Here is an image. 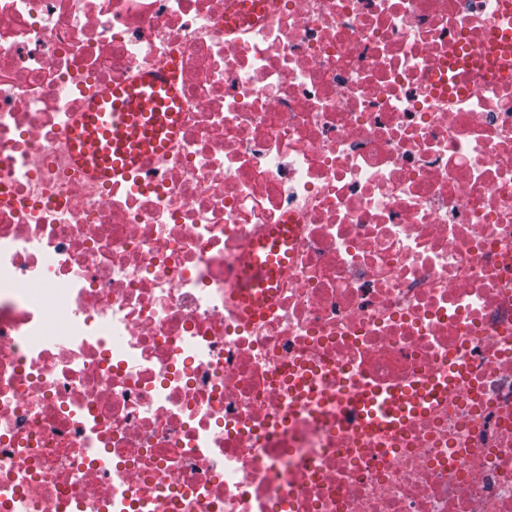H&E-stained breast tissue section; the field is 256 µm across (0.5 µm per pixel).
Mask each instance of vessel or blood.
Instances as JSON below:
<instances>
[{
    "mask_svg": "<svg viewBox=\"0 0 512 512\" xmlns=\"http://www.w3.org/2000/svg\"><path fill=\"white\" fill-rule=\"evenodd\" d=\"M175 66L142 72L90 103L74 127L72 155L99 178L142 166L168 148L177 126ZM446 392L439 383L348 390L336 401L340 423L367 435L402 430L408 419L433 407Z\"/></svg>",
    "mask_w": 512,
    "mask_h": 512,
    "instance_id": "1",
    "label": "vessel or blood"
}]
</instances>
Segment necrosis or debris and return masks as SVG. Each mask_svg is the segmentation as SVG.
I'll return each mask as SVG.
<instances>
[{
    "label": "necrosis or debris",
    "mask_w": 512,
    "mask_h": 512,
    "mask_svg": "<svg viewBox=\"0 0 512 512\" xmlns=\"http://www.w3.org/2000/svg\"><path fill=\"white\" fill-rule=\"evenodd\" d=\"M498 9L0 0V512H512ZM172 62L157 172L76 166L86 105ZM457 375L476 398L399 432L334 421L337 392Z\"/></svg>",
    "instance_id": "1"
}]
</instances>
